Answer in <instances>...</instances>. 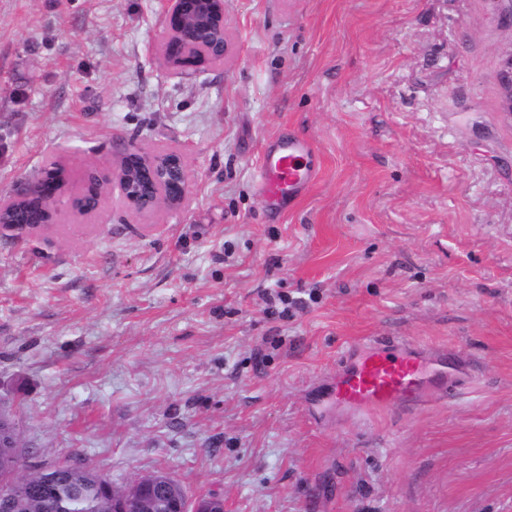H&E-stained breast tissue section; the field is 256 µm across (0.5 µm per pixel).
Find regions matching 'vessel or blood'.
Returning a JSON list of instances; mask_svg holds the SVG:
<instances>
[{
	"label": "vessel or blood",
	"instance_id": "b4317fda",
	"mask_svg": "<svg viewBox=\"0 0 512 512\" xmlns=\"http://www.w3.org/2000/svg\"><path fill=\"white\" fill-rule=\"evenodd\" d=\"M311 141L283 137L265 147L259 169V190L268 206L297 199L313 182L309 163ZM462 364H449L448 353L399 338L371 340L350 352L336 371L322 399L350 415L394 408L410 411L445 392L459 380Z\"/></svg>",
	"mask_w": 512,
	"mask_h": 512
}]
</instances>
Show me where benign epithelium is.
Here are the masks:
<instances>
[{
	"label": "benign epithelium",
	"instance_id": "1",
	"mask_svg": "<svg viewBox=\"0 0 512 512\" xmlns=\"http://www.w3.org/2000/svg\"><path fill=\"white\" fill-rule=\"evenodd\" d=\"M164 35L160 53L173 69L196 70L224 62L228 52L224 0H164ZM497 80L501 90V114L512 123V48L502 55ZM50 180L51 189L40 179L23 190L0 196V214L6 210L37 209L42 220L37 224H0V232L17 237L36 235L58 215L60 209L79 217H89L99 208L102 181L91 175L78 192L67 185L64 166ZM112 181L124 201L138 214L153 215L161 210L178 211L186 200L189 169L183 153H147L136 144H126L113 167ZM21 452L15 441L12 420L0 412V453L12 457ZM144 487L153 489L152 498L172 506L174 512H188L189 500L180 497L181 485L164 473L136 476L127 491L116 498L114 512H142Z\"/></svg>",
	"mask_w": 512,
	"mask_h": 512
}]
</instances>
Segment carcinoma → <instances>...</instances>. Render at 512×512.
I'll return each instance as SVG.
<instances>
[{"instance_id": "cac0c4a2", "label": "carcinoma", "mask_w": 512, "mask_h": 512, "mask_svg": "<svg viewBox=\"0 0 512 512\" xmlns=\"http://www.w3.org/2000/svg\"><path fill=\"white\" fill-rule=\"evenodd\" d=\"M17 482L27 486V493L14 512H112V495L103 488L108 479L83 464L31 468L22 457L0 463V493L12 491Z\"/></svg>"}]
</instances>
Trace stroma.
Segmentation results:
<instances>
[{
    "label": "stroma",
    "instance_id": "1",
    "mask_svg": "<svg viewBox=\"0 0 512 512\" xmlns=\"http://www.w3.org/2000/svg\"><path fill=\"white\" fill-rule=\"evenodd\" d=\"M501 0H227L229 51L167 67L160 0H0V194L185 152L182 212L0 235V403L29 462L165 473L224 512H512V125ZM317 148L270 211L267 142ZM293 299L287 314L267 293ZM469 375L413 415L318 419L351 350ZM497 80L501 90V114L512 124V47L502 55Z\"/></svg>",
    "mask_w": 512,
    "mask_h": 512
}]
</instances>
